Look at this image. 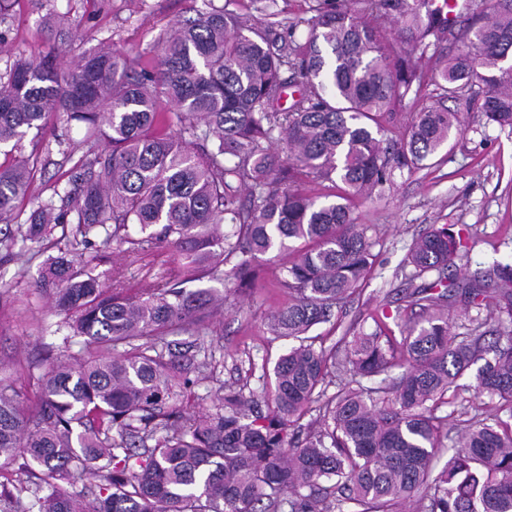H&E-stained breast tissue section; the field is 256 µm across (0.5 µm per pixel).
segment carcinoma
I'll list each match as a JSON object with an SVG mask.
<instances>
[{"label":"carcinoma","instance_id":"cac0c4a2","mask_svg":"<svg viewBox=\"0 0 512 512\" xmlns=\"http://www.w3.org/2000/svg\"><path fill=\"white\" fill-rule=\"evenodd\" d=\"M44 23L49 50L0 75V145L62 112L84 125L89 149L69 187L19 225L22 239L100 227L134 256L166 246L170 267L129 296L87 263L46 261L36 287L72 317L86 355L56 363L29 412L0 379V461L20 454L38 467L28 484L0 483V512H408L412 502L416 512H512V424L470 420L434 472L437 401L472 365L484 361L476 391L512 407V330L503 344L448 328L455 297L512 324V265L449 279L462 242L445 224L409 249V280L437 277L406 293L423 319L400 349L351 326L329 349L301 343L279 358L266 414L240 389L217 394L198 419L177 405L203 367L196 344L178 337L204 333L224 301L214 288L186 290L187 280L222 281L228 265L243 292L258 282V257L292 254L280 279L288 305L270 317L288 339L363 291L377 241L351 201L384 197L395 171L421 166L464 126L438 102L393 123L431 81L429 48L463 42L438 71L443 96L481 84L476 111L512 129V0H493L463 30L431 0H318L302 41L297 22L255 27L211 8L172 28L157 65L140 71L108 43L64 68L69 17L51 10ZM297 80L299 99L281 107ZM164 106L176 110V133L162 131ZM36 173L25 160L0 163L1 224L19 218L14 201ZM307 181L331 192L312 197ZM395 366L391 387L359 383L324 398L338 371L368 379ZM313 410L318 429L295 440ZM79 475L92 481L79 485Z\"/></svg>","mask_w":512,"mask_h":512}]
</instances>
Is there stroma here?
Returning <instances> with one entry per match:
<instances>
[{"label":"stroma","instance_id":"obj_1","mask_svg":"<svg viewBox=\"0 0 512 512\" xmlns=\"http://www.w3.org/2000/svg\"><path fill=\"white\" fill-rule=\"evenodd\" d=\"M51 5L69 13L82 35L73 44L72 55L108 40L135 65L149 68L157 60L159 37L178 21L209 7H223L259 23L296 24V36L302 39L307 34L304 21L314 16L317 0H52ZM47 8L39 0H12L11 9L0 20L6 47L0 54V70L15 56L45 50L42 17ZM83 136L79 124L57 114L39 141L21 142L19 152L38 156L39 171L31 193L16 200L18 211L30 212L38 199L50 196L54 188L66 187L78 160L66 147L79 145ZM355 215L358 223L374 226L378 260L363 294L336 309L330 322L312 329L316 344L327 348L351 325L367 334L389 337L392 343L401 342L404 328L420 318L419 309L409 306L405 294L408 287L423 285L422 280L409 278L408 251L429 225L448 224L459 233L461 256L450 269L456 277L512 264V129L469 114L448 145L424 166L396 172L384 198L359 203ZM90 239L89 245L79 246L72 231L58 229L47 240L26 242L21 259L0 252V378L15 379L29 402L39 400L52 358L81 353L84 346L34 286L47 257L64 254L94 260L95 273L104 284H111L118 272L134 291L161 275L169 255L167 248L160 247L136 261L123 246L107 241L103 230L93 231ZM288 261L285 253L264 256L257 288L228 295L209 332L198 338L204 368L194 388L196 412H211L213 394L222 386L243 388L245 395L267 404L274 365L292 345L291 340L274 336L268 326L269 314L288 302L277 286ZM474 383V373H467L440 400L436 414L444 421L442 436H454L456 428L474 417L496 415L505 420L512 416V410L501 407L498 399L475 397Z\"/></svg>","mask_w":512,"mask_h":512}]
</instances>
